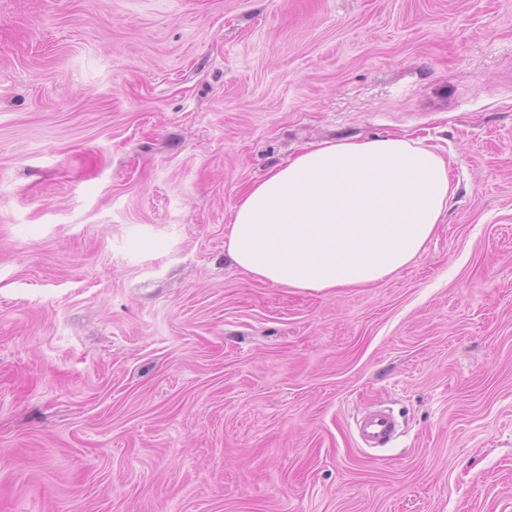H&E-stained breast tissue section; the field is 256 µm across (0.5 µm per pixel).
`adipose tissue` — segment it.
I'll use <instances>...</instances> for the list:
<instances>
[{"instance_id":"1","label":"adipose tissue","mask_w":512,"mask_h":512,"mask_svg":"<svg viewBox=\"0 0 512 512\" xmlns=\"http://www.w3.org/2000/svg\"><path fill=\"white\" fill-rule=\"evenodd\" d=\"M449 193L445 159L408 138L313 144L245 192L226 251L274 285L367 286L416 258Z\"/></svg>"}]
</instances>
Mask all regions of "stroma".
Wrapping results in <instances>:
<instances>
[{"instance_id": "35a3bbf8", "label": "stroma", "mask_w": 512, "mask_h": 512, "mask_svg": "<svg viewBox=\"0 0 512 512\" xmlns=\"http://www.w3.org/2000/svg\"><path fill=\"white\" fill-rule=\"evenodd\" d=\"M388 135L452 188L408 266L225 260L272 168ZM0 512H512V0H0ZM398 422L388 408H375L368 411L356 422V432L360 442L367 448H382L394 438Z\"/></svg>"}]
</instances>
